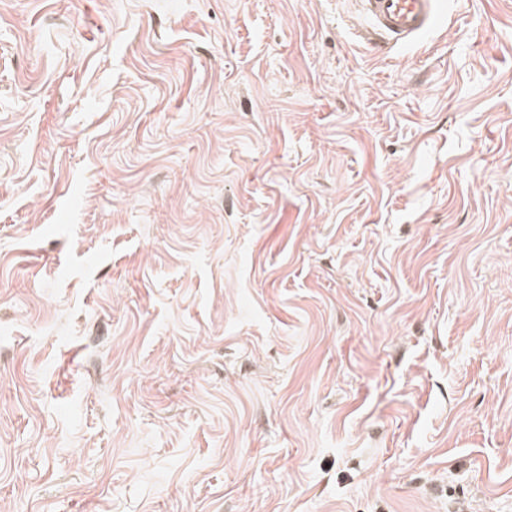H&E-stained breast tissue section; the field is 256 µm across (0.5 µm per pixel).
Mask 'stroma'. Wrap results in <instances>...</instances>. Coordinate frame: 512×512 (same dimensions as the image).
<instances>
[{"mask_svg": "<svg viewBox=\"0 0 512 512\" xmlns=\"http://www.w3.org/2000/svg\"><path fill=\"white\" fill-rule=\"evenodd\" d=\"M0 0V512H512V0ZM441 0H359L371 22L365 37L381 46H394L433 31L439 21Z\"/></svg>", "mask_w": 512, "mask_h": 512, "instance_id": "obj_1", "label": "stroma"}]
</instances>
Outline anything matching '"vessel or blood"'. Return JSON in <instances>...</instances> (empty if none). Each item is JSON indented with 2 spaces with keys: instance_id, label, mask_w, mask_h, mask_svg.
<instances>
[{
  "instance_id": "1",
  "label": "vessel or blood",
  "mask_w": 512,
  "mask_h": 512,
  "mask_svg": "<svg viewBox=\"0 0 512 512\" xmlns=\"http://www.w3.org/2000/svg\"><path fill=\"white\" fill-rule=\"evenodd\" d=\"M439 4L440 0H359L371 23L365 36L390 47L419 38L436 28Z\"/></svg>"
}]
</instances>
